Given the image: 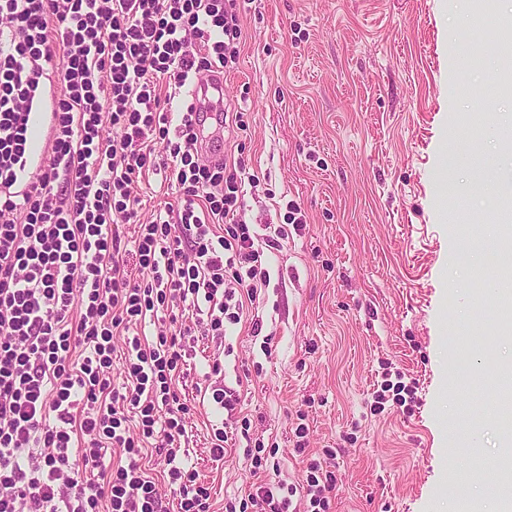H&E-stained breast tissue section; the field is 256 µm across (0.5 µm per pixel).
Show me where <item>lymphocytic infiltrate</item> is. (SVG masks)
<instances>
[{
	"label": "lymphocytic infiltrate",
	"instance_id": "obj_1",
	"mask_svg": "<svg viewBox=\"0 0 512 512\" xmlns=\"http://www.w3.org/2000/svg\"><path fill=\"white\" fill-rule=\"evenodd\" d=\"M241 2L0 0V512H166L140 465L151 446L180 512H210L175 383L270 273L240 217L245 159L202 161L173 101L233 69ZM50 91L33 182L31 116ZM150 171L179 199L142 222L133 188ZM145 321L153 337L133 334ZM111 449L124 463L105 466Z\"/></svg>",
	"mask_w": 512,
	"mask_h": 512
}]
</instances>
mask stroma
<instances>
[{
    "label": "stroma",
    "mask_w": 512,
    "mask_h": 512,
    "mask_svg": "<svg viewBox=\"0 0 512 512\" xmlns=\"http://www.w3.org/2000/svg\"><path fill=\"white\" fill-rule=\"evenodd\" d=\"M510 27L512 0H252L243 13L224 102L246 128L225 129L224 151L248 164L243 218L271 281L223 341L199 340L180 387H207L217 356L239 399L234 415L208 399L187 419L214 512L262 483L293 487L306 512L300 488L329 448L326 512H451L454 479L487 499L512 452L496 399L512 276L459 266L456 250L512 239V199L476 189L512 173ZM134 193L144 221L177 200L161 174ZM294 206L302 227L273 237ZM397 382L413 399L372 414L373 392Z\"/></svg>",
    "instance_id": "obj_1"
}]
</instances>
